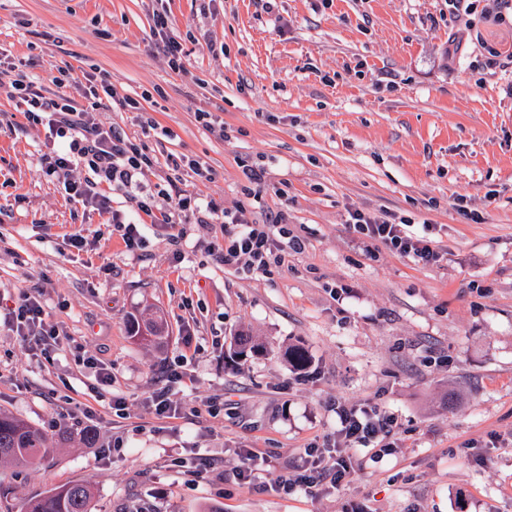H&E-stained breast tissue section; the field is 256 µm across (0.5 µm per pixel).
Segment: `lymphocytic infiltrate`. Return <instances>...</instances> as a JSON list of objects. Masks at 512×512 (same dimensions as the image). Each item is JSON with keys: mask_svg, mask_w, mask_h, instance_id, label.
I'll list each match as a JSON object with an SVG mask.
<instances>
[{"mask_svg": "<svg viewBox=\"0 0 512 512\" xmlns=\"http://www.w3.org/2000/svg\"><path fill=\"white\" fill-rule=\"evenodd\" d=\"M0 75L9 80L16 111L29 123L47 125L51 136L61 144L59 151L42 158L37 171L39 178L61 187L66 199L105 215L108 223L120 232L127 251L141 249L142 226L131 215L154 214L148 177L157 161L142 139L102 127L95 118L102 97H110L113 103L130 111L138 110V102L120 93L116 86L100 84L92 71L82 74L85 101L81 104L67 91L72 81L70 68L59 69L53 77L57 91L50 97L15 62L0 59ZM80 168L86 169V176L75 177V170ZM116 191L123 193L129 208L113 207L112 194ZM166 197L169 207L158 217L160 223L171 228V242H179L176 228L182 224L228 225L223 245L211 248L223 265L265 274L272 264L283 263L288 251H298L304 246L301 239L290 236L287 228L274 231L266 224L249 223L241 213L220 209L212 202L201 203L178 187H171ZM348 227L356 236L379 242L421 266L437 265L444 258L433 239L434 230L428 225L418 232L412 230L408 219L391 214L379 222L364 210L354 208L349 212ZM11 315L17 335L30 337L38 347L47 349L57 345L58 328L49 320L37 297H21ZM336 415L339 425L335 444L325 448L313 444L306 448L300 470L291 477L279 476L276 480L279 488L308 492L325 482L341 486L355 473L354 450H387L386 440L393 436L397 425L395 418L372 408L341 404L336 407Z\"/></svg>", "mask_w": 512, "mask_h": 512, "instance_id": "lymphocytic-infiltrate-1", "label": "lymphocytic infiltrate"}]
</instances>
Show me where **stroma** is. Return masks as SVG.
Here are the masks:
<instances>
[{"mask_svg": "<svg viewBox=\"0 0 512 512\" xmlns=\"http://www.w3.org/2000/svg\"><path fill=\"white\" fill-rule=\"evenodd\" d=\"M491 4L466 22L448 0H212L204 13L194 0H0V50L32 59L47 92L69 64L142 101L162 129L144 136L152 183L255 224L284 214L305 242L252 276L209 252L223 225H183L175 246L145 215V244L128 252L104 216L38 178L53 140L0 87V410L52 440L98 434L91 448L0 466V512L72 482L93 488L97 512H512V64L484 66L512 53V13L488 18ZM158 12L188 53L182 72ZM173 154L209 179L172 170ZM259 160L262 185L244 174ZM352 207L433 225L443 261L422 267L356 238ZM77 231L81 251L68 245ZM25 294L60 330L50 354L9 325ZM147 307L168 323L158 348L128 334ZM242 332L259 349L231 359ZM292 348L305 369L289 365ZM178 361L182 413L161 419L146 399ZM340 403L394 416L393 450L356 451L340 487L277 489L335 432ZM244 448L257 478L240 486Z\"/></svg>", "mask_w": 512, "mask_h": 512, "instance_id": "stroma-1", "label": "stroma"}]
</instances>
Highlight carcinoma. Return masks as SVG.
Masks as SVG:
<instances>
[{
  "mask_svg": "<svg viewBox=\"0 0 512 512\" xmlns=\"http://www.w3.org/2000/svg\"><path fill=\"white\" fill-rule=\"evenodd\" d=\"M131 336L139 339H160L165 325L160 311L129 320ZM47 436L27 421L0 412V462L16 466H32L50 453ZM94 490L83 483L55 487L28 500L23 512H93Z\"/></svg>",
  "mask_w": 512,
  "mask_h": 512,
  "instance_id": "carcinoma-1",
  "label": "carcinoma"
}]
</instances>
